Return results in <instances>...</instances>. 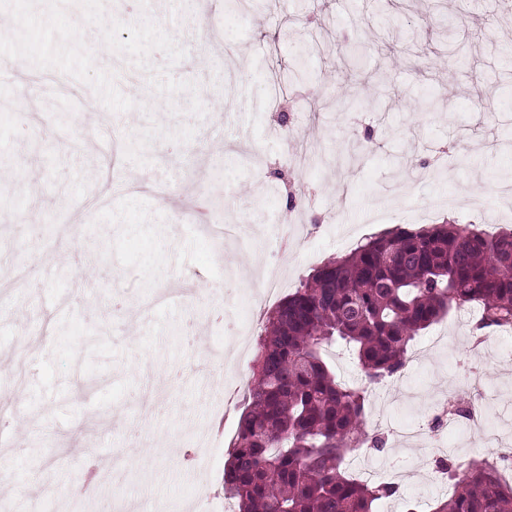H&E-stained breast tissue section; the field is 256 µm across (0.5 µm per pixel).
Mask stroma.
<instances>
[{
  "label": "stroma",
  "mask_w": 512,
  "mask_h": 512,
  "mask_svg": "<svg viewBox=\"0 0 512 512\" xmlns=\"http://www.w3.org/2000/svg\"><path fill=\"white\" fill-rule=\"evenodd\" d=\"M150 0L149 14L187 50L171 74L197 83L207 114L184 95L154 92L141 70L102 52L137 109L106 111L86 84L53 91L47 74L12 61L0 73V499L14 512H205L224 499L235 394L253 377L256 337L239 338L240 305L270 263L293 292L322 262L370 234L453 220L512 230V0ZM362 44L352 66L345 47ZM442 99L440 110L425 107ZM180 114H172V107ZM151 116H144L143 108ZM194 124L187 144L155 140L149 165L101 174L95 139L129 142L148 119ZM157 180L167 199L146 192ZM142 185L127 193L124 183ZM232 236L197 222L201 191ZM309 191L289 205V190ZM222 278L221 292L207 294ZM474 313L451 311L415 340L419 359L375 389L389 428L430 418L448 392L512 399V330L479 381L464 373ZM449 452L438 433L367 463L380 480L401 470L376 512H431L446 488L426 474ZM120 467L79 496L81 461Z\"/></svg>",
  "instance_id": "obj_1"
}]
</instances>
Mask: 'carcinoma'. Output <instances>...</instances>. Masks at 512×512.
<instances>
[{"mask_svg": "<svg viewBox=\"0 0 512 512\" xmlns=\"http://www.w3.org/2000/svg\"><path fill=\"white\" fill-rule=\"evenodd\" d=\"M475 330L512 328V232L459 224L396 228L330 259L263 316L255 371L226 450L224 498L235 512H372L394 496L348 469L381 451L365 425L372 387L406 365L416 336L457 308ZM348 347L361 384L336 378L329 348ZM452 485L433 512H512V486L487 460L442 465Z\"/></svg>", "mask_w": 512, "mask_h": 512, "instance_id": "obj_1", "label": "carcinoma"}]
</instances>
